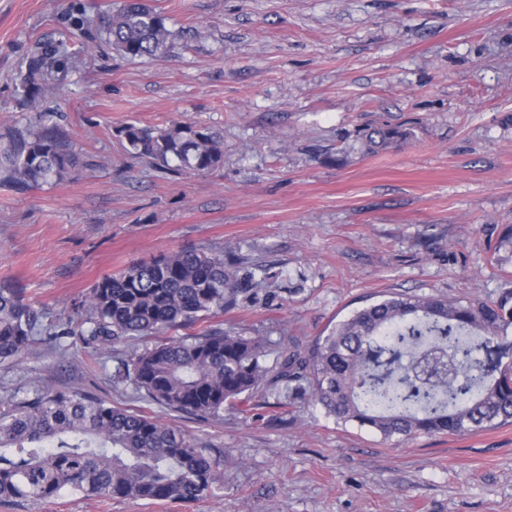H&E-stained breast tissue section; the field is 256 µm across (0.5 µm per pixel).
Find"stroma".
<instances>
[{
  "mask_svg": "<svg viewBox=\"0 0 512 512\" xmlns=\"http://www.w3.org/2000/svg\"><path fill=\"white\" fill-rule=\"evenodd\" d=\"M104 0H0V142L48 112L72 179L0 185V287L66 322L103 275L180 249L233 251L254 297L209 319L309 345L391 295L496 299L512 283V0H150L176 34L127 59L79 32ZM65 50L25 97L36 44ZM224 138L210 174L131 156L128 124ZM376 127L402 139L371 151ZM155 337L97 356L78 338L0 365V399L41 386L161 415L215 461L196 502L2 501L0 512H512V423L389 440L310 399L217 418L160 411L119 372Z\"/></svg>",
  "mask_w": 512,
  "mask_h": 512,
  "instance_id": "35a3bbf8",
  "label": "stroma"
}]
</instances>
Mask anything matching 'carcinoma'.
Wrapping results in <instances>:
<instances>
[{
	"instance_id": "cac0c4a2",
	"label": "carcinoma",
	"mask_w": 512,
	"mask_h": 512,
	"mask_svg": "<svg viewBox=\"0 0 512 512\" xmlns=\"http://www.w3.org/2000/svg\"><path fill=\"white\" fill-rule=\"evenodd\" d=\"M98 38L128 59L165 53L175 40L146 0H109ZM63 61L46 47L27 58L29 96L49 86ZM0 147V182L24 192L70 178L77 158L65 135L44 124ZM131 153L160 169L206 174L224 163L221 136L186 122L156 130H119ZM404 133L375 128L368 149ZM253 274L232 255L204 248L163 253L100 278L79 325L44 324L16 288H0V363L38 340L51 347L78 336L92 352L146 336L155 347L121 363L148 402L209 419L256 394L274 405L309 396L338 422L354 421L385 439L465 434L512 421V287L490 302L463 304L434 295H398L371 303L306 349L291 346L268 363L267 341L221 328L177 336L238 305ZM217 471L206 449L158 416L86 395L40 387L0 402V500L44 502L64 490L112 498L192 502L206 496Z\"/></svg>"
}]
</instances>
